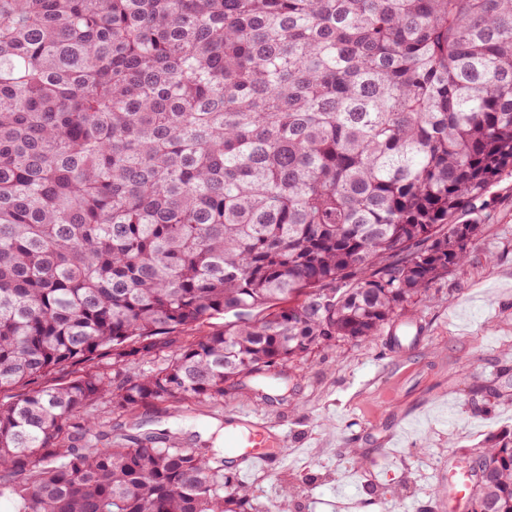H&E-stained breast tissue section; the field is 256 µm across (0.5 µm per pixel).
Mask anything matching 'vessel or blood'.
I'll list each match as a JSON object with an SVG mask.
<instances>
[{"mask_svg":"<svg viewBox=\"0 0 512 512\" xmlns=\"http://www.w3.org/2000/svg\"><path fill=\"white\" fill-rule=\"evenodd\" d=\"M278 437L266 422L247 416L245 425L228 424L224 427V446L227 453L250 470L265 466L271 448L277 447Z\"/></svg>","mask_w":512,"mask_h":512,"instance_id":"obj_1","label":"vessel or blood"}]
</instances>
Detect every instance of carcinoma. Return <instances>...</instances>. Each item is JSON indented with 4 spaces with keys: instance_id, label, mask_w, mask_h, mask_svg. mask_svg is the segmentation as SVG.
Segmentation results:
<instances>
[{
    "instance_id": "cac0c4a2",
    "label": "carcinoma",
    "mask_w": 512,
    "mask_h": 512,
    "mask_svg": "<svg viewBox=\"0 0 512 512\" xmlns=\"http://www.w3.org/2000/svg\"><path fill=\"white\" fill-rule=\"evenodd\" d=\"M509 172L512 0H0V392L72 370L0 401V495L252 512L210 444L113 443L91 410L380 335ZM470 470L467 512H512V432Z\"/></svg>"
}]
</instances>
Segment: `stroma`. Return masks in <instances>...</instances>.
<instances>
[{
    "mask_svg": "<svg viewBox=\"0 0 512 512\" xmlns=\"http://www.w3.org/2000/svg\"><path fill=\"white\" fill-rule=\"evenodd\" d=\"M458 223L481 231L463 266L435 281L379 336L344 341L264 383L199 403L152 402L97 413L113 440L165 430L190 445L225 411L267 418L283 436L271 464L238 474L259 512H448V463L480 454L512 431V175Z\"/></svg>",
    "mask_w": 512,
    "mask_h": 512,
    "instance_id": "stroma-1",
    "label": "stroma"
}]
</instances>
